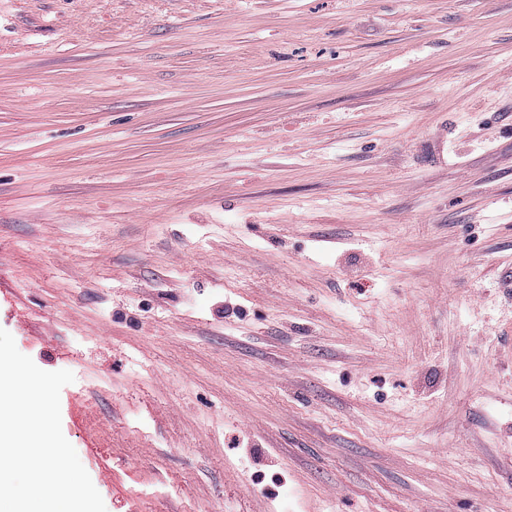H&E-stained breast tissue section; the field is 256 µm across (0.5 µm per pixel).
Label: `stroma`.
<instances>
[{
	"instance_id": "35a3bbf8",
	"label": "stroma",
	"mask_w": 512,
	"mask_h": 512,
	"mask_svg": "<svg viewBox=\"0 0 512 512\" xmlns=\"http://www.w3.org/2000/svg\"><path fill=\"white\" fill-rule=\"evenodd\" d=\"M512 0H0V328L107 512H512Z\"/></svg>"
}]
</instances>
